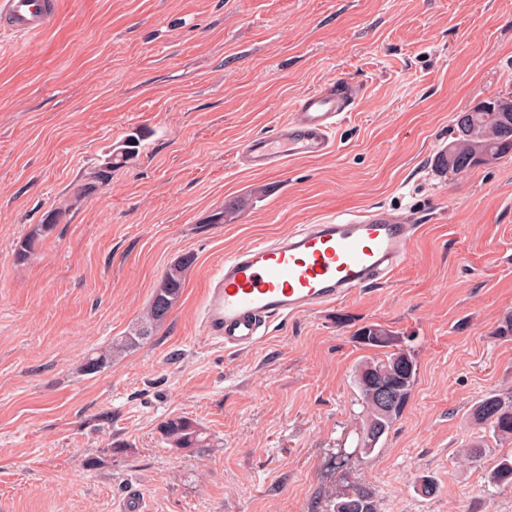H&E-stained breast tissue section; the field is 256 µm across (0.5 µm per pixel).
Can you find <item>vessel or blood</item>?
<instances>
[{
  "label": "vessel or blood",
  "instance_id": "b4317fda",
  "mask_svg": "<svg viewBox=\"0 0 512 512\" xmlns=\"http://www.w3.org/2000/svg\"><path fill=\"white\" fill-rule=\"evenodd\" d=\"M57 5L58 0H0V28L20 38L39 34L53 24ZM356 97L355 87L343 79L301 96L274 134L248 141L249 164L272 170L332 152L337 126L353 111ZM420 230L406 215L367 209L241 247L208 282L201 328L225 349L253 348L270 319L336 304L390 278L409 258Z\"/></svg>",
  "mask_w": 512,
  "mask_h": 512
}]
</instances>
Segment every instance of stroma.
<instances>
[{"label": "stroma", "instance_id": "stroma-1", "mask_svg": "<svg viewBox=\"0 0 512 512\" xmlns=\"http://www.w3.org/2000/svg\"><path fill=\"white\" fill-rule=\"evenodd\" d=\"M331 78L358 89L333 153L240 163L244 140ZM508 96L512 0H59L46 32L0 35V512H120L133 494L146 512H323L355 485L381 512H512V488L488 483L512 443L471 418L485 395L512 396V339L494 333L512 313V154L433 167L458 113ZM132 135L136 154L78 196ZM375 206L422 226L393 277L273 320L247 351L202 333L227 254ZM185 256L167 321L85 372ZM371 323L417 382L367 455L354 371L375 354L356 335ZM173 415L212 448L167 447ZM428 475L429 497L415 490Z\"/></svg>", "mask_w": 512, "mask_h": 512}]
</instances>
